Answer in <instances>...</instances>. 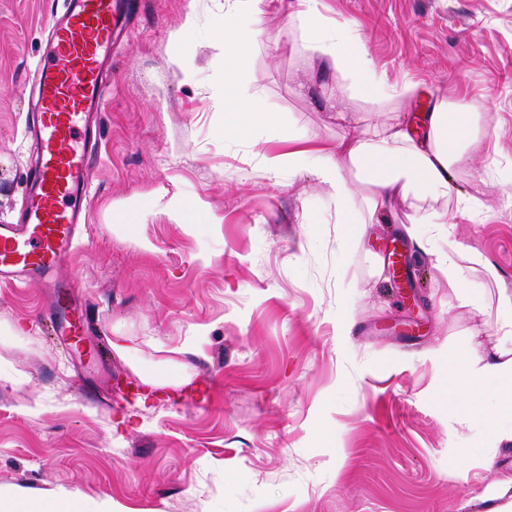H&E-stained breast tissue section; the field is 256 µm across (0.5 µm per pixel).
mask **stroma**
Masks as SVG:
<instances>
[{
	"label": "stroma",
	"mask_w": 512,
	"mask_h": 512,
	"mask_svg": "<svg viewBox=\"0 0 512 512\" xmlns=\"http://www.w3.org/2000/svg\"><path fill=\"white\" fill-rule=\"evenodd\" d=\"M287 0H264L248 95L311 143L347 123L333 75L303 52ZM235 0H128L99 129L83 248L65 269L94 328L84 353L56 347L32 284H0V491H71L126 512H483L512 485V446L486 426L492 399L461 419L448 355L470 345L500 360L495 309H475L396 220L350 250L311 174L270 177L284 152L272 130L243 133L240 90L210 31ZM352 23L388 86L471 104L469 151L488 185L457 173L482 208L453 217L450 239L479 251L512 290V0H317ZM62 0H0V223L28 191L32 76ZM197 26L171 35L187 12ZM189 55L193 78L172 64ZM179 200L193 226L171 221ZM400 241L418 302L407 305L389 247ZM205 331L204 353L168 351ZM130 337L142 368L189 383L154 388L118 356Z\"/></svg>",
	"instance_id": "stroma-1"
}]
</instances>
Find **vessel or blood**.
<instances>
[{"label": "vessel or blood", "instance_id": "1", "mask_svg": "<svg viewBox=\"0 0 512 512\" xmlns=\"http://www.w3.org/2000/svg\"><path fill=\"white\" fill-rule=\"evenodd\" d=\"M122 10L121 0H67L51 23L35 69L29 193L16 221L0 224L1 283L24 288L41 281L58 299L70 296L69 283L55 274L82 247L97 118L107 104L104 71ZM58 334L65 346H79L86 335L82 315L59 319Z\"/></svg>", "mask_w": 512, "mask_h": 512}]
</instances>
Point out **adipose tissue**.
<instances>
[{"label":"adipose tissue","mask_w":512,"mask_h":512,"mask_svg":"<svg viewBox=\"0 0 512 512\" xmlns=\"http://www.w3.org/2000/svg\"><path fill=\"white\" fill-rule=\"evenodd\" d=\"M241 10L226 14L212 36L225 46V53L237 69L260 33L261 0H240ZM302 8L293 19L301 29L305 49L323 63L324 69L341 75L337 98L354 97L365 102H391L392 115L373 128L352 131L336 144L299 146V137L287 124L280 125L279 138L288 143L287 152L265 157L264 166L271 175L288 171L289 175L309 172L318 179L327 199L336 208L337 223L346 225L348 238L360 236L368 225L391 223L396 202L411 211L406 232L410 239L422 242L425 232L446 235L445 219L449 201H456L457 213L481 208L478 196L457 191L453 176L471 161L469 146L480 131L479 115L463 101L435 99L432 107L410 122L400 114L419 96L415 84L389 87L371 66L366 47L355 27L324 21L311 0H301ZM435 268L458 289L475 308L495 305L499 318L494 326L502 343L512 344V292L501 288L499 273L483 255L456 246L438 251ZM480 278L479 287H471L464 271ZM502 366L488 361L476 348L464 354L448 356V371L463 393L454 402L461 417H470L486 394L501 377ZM0 512H124L111 500L84 501L69 493L49 501L13 494L0 495Z\"/></svg>","instance_id":"ef3b65f1"}]
</instances>
